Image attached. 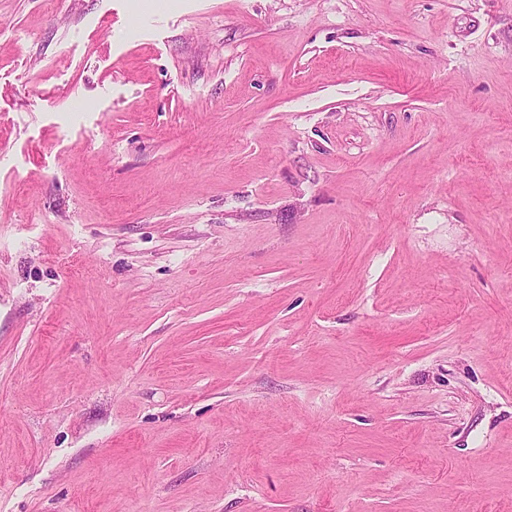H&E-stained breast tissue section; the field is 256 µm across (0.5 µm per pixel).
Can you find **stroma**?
<instances>
[{
	"mask_svg": "<svg viewBox=\"0 0 512 512\" xmlns=\"http://www.w3.org/2000/svg\"><path fill=\"white\" fill-rule=\"evenodd\" d=\"M0 512H512V0H0Z\"/></svg>",
	"mask_w": 512,
	"mask_h": 512,
	"instance_id": "obj_1",
	"label": "stroma"
}]
</instances>
